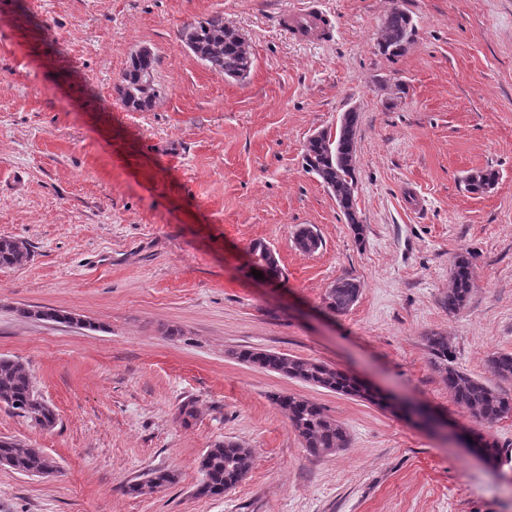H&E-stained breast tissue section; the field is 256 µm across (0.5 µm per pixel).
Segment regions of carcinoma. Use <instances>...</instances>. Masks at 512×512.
Segmentation results:
<instances>
[{"label": "carcinoma", "instance_id": "carcinoma-1", "mask_svg": "<svg viewBox=\"0 0 512 512\" xmlns=\"http://www.w3.org/2000/svg\"><path fill=\"white\" fill-rule=\"evenodd\" d=\"M415 33L411 17L395 7L385 17L378 39L379 50L390 56L399 55ZM180 41L207 67L221 72L226 79L241 80L253 67L252 53L241 40L240 34L224 23V16L211 15L185 25ZM155 58L152 53L136 51L121 75L119 87L124 106L132 111H145L153 105L157 93L144 89L147 78L154 77ZM358 114L344 113L335 140L312 137L308 140L303 165L315 175L336 199L345 223L355 234H360L362 217L355 204L357 182L356 133ZM497 175L492 170L477 171L465 178L467 190L483 193L494 186ZM296 247L306 253L321 245L318 233L310 226L301 227L295 235ZM250 251L260 256L264 271L271 277L281 274L278 257L267 253L266 244L255 242ZM28 245L13 238H0V267L21 266L30 260ZM475 286V274L465 254L455 257L451 271V287L443 304L455 312L465 305ZM361 283L350 277H341L327 289L324 302L332 313L344 314L358 301ZM23 318L51 320L68 325H82L84 320L64 310L17 309ZM433 366L446 378L448 394L467 411L476 422L492 425L512 415V396L497 385L473 377L457 369L449 352L448 337L433 333L427 337ZM236 358L245 364L277 373L289 379L300 380L326 390L362 397L365 391L343 372L326 365L285 354L242 349ZM491 374L499 381H512V353H494L488 359ZM274 403L287 414L289 423L302 441L306 451L316 457L337 454L348 444L346 429L332 419L318 403L304 397L278 394ZM0 403L12 413L36 425L49 429L56 422L54 408L35 390L32 375L23 364L9 358H0ZM254 465L253 450L234 440L214 443L206 449L200 460L204 474L196 494L217 497L234 487L250 472ZM0 466L26 475H49L57 470L54 458L40 448H33L17 440L0 439ZM174 475L167 470H154L147 479L129 486V491L143 494L169 486Z\"/></svg>", "mask_w": 512, "mask_h": 512}]
</instances>
